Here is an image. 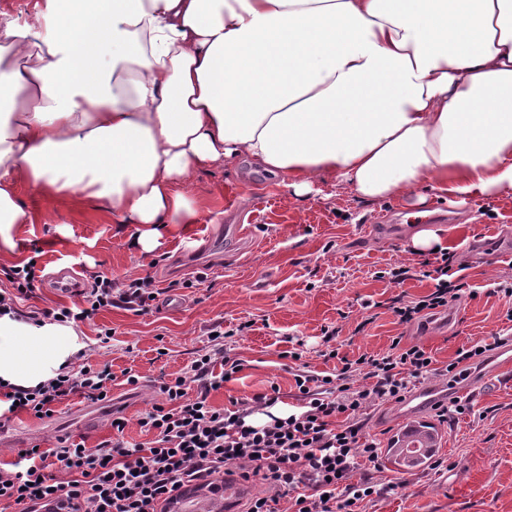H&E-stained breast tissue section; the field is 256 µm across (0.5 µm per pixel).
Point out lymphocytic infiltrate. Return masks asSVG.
Wrapping results in <instances>:
<instances>
[{
	"label": "lymphocytic infiltrate",
	"instance_id": "obj_1",
	"mask_svg": "<svg viewBox=\"0 0 512 512\" xmlns=\"http://www.w3.org/2000/svg\"><path fill=\"white\" fill-rule=\"evenodd\" d=\"M436 285L425 296L398 301L392 312L399 323L410 325L447 309L474 290L461 276L452 275L450 259L437 252L432 261ZM0 317L38 327L93 319L98 310L123 306L147 314L157 292L151 276L115 281L96 276L84 304L56 305L23 310L20 300L35 290V264L14 265L0 273ZM512 346V336H499L493 345L460 348L444 374L449 385L467 379L486 359L491 346ZM294 375L295 411L271 417L262 424L253 416L280 399L279 387L233 401L231 407L211 405V392L243 368L239 359L198 355L186 374L161 386L163 403L153 405L141 419L154 430L149 445L127 447L123 417L112 419L115 438L89 448L82 443L18 451L15 460L0 463V502L19 512H159L162 501L184 483L211 484L230 465H240L246 477L260 479L271 492L252 497L246 512H279L287 500L288 512H362L365 502L385 492L369 477L379 469L381 450L364 433V411L377 403L403 401L412 386L432 372L423 347L394 337L387 355H359L348 359L337 350L325 352L338 360L336 372L319 375L301 366L300 352ZM222 372H215L216 363ZM115 376L110 366L92 367L75 362L61 365L35 386L0 384V429L18 411L36 418L52 416L54 407L78 395L97 403L110 394Z\"/></svg>",
	"mask_w": 512,
	"mask_h": 512
}]
</instances>
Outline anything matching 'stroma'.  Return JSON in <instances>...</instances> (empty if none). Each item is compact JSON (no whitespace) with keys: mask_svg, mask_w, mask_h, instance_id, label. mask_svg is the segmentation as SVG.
I'll use <instances>...</instances> for the list:
<instances>
[{"mask_svg":"<svg viewBox=\"0 0 512 512\" xmlns=\"http://www.w3.org/2000/svg\"><path fill=\"white\" fill-rule=\"evenodd\" d=\"M19 194L28 208L53 217L49 224L14 225L9 242L0 241V268L37 260L30 305L43 309L76 302L75 294L48 285L49 276L64 267L87 278L150 275L163 288L173 280L191 282L175 291L183 302L180 309L162 306L141 315L107 308L66 339L84 351L85 364H111L118 377L127 370L139 375L138 386L112 387L127 422L124 440L131 446L152 440L140 424L142 415L161 402L162 382L184 374L209 349L208 333L218 323L239 327L237 336L225 339L224 353L241 359L244 367L211 393V404L224 408L274 385L281 396L274 408L278 414L295 402L298 363L318 374L333 372L334 362L322 356L325 327L338 328L334 345L348 358L385 355L392 338L400 336L425 347L440 367L458 348L493 342L512 328L504 300L487 290L493 280L512 278V195L470 198L455 209L430 195L427 210L448 218L431 226L405 201H361L332 177L298 197L277 178L250 172L248 162H231L195 173L189 197L199 223L185 231L162 229L147 254L131 245L134 225L113 223L99 203L50 197L26 184ZM427 228L437 240L433 249L421 252L413 236ZM202 244L206 254L183 269L180 258L188 246ZM440 249L449 251L453 267H464L475 298L450 305L425 325L398 324L392 301L433 291L435 282L423 277L422 263ZM398 264L411 269L404 283L378 278V271ZM371 302L378 303L377 312L368 310ZM103 327L114 331L106 345L96 339ZM294 348L302 350L301 361L287 358ZM482 376V387L468 395L472 414L443 423L434 411L424 415L438 426L437 456L448 463V471L403 472L382 464L372 473L374 481L396 490L373 499L366 512H512V370L494 375L486 369ZM81 403L74 395L52 417L14 416L0 430V462L14 460L29 433L42 436L45 447L58 446L52 434L56 424L64 427L67 439L89 448L111 439L109 421L91 429L74 417Z\"/></svg>","mask_w":512,"mask_h":512,"instance_id":"stroma-1","label":"stroma"}]
</instances>
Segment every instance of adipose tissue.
I'll return each mask as SVG.
<instances>
[{
	"label": "adipose tissue",
	"instance_id": "1",
	"mask_svg": "<svg viewBox=\"0 0 512 512\" xmlns=\"http://www.w3.org/2000/svg\"><path fill=\"white\" fill-rule=\"evenodd\" d=\"M0 21V234L21 184L112 221L197 223L193 175L248 158L294 194H512V0H30ZM57 327L0 318V380L42 381Z\"/></svg>",
	"mask_w": 512,
	"mask_h": 512
}]
</instances>
